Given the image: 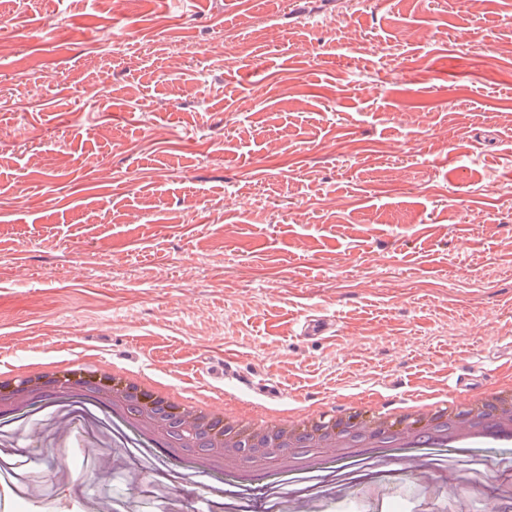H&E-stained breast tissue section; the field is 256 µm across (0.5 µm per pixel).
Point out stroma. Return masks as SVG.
I'll use <instances>...</instances> for the list:
<instances>
[{
  "label": "stroma",
  "mask_w": 512,
  "mask_h": 512,
  "mask_svg": "<svg viewBox=\"0 0 512 512\" xmlns=\"http://www.w3.org/2000/svg\"><path fill=\"white\" fill-rule=\"evenodd\" d=\"M341 9L0 0V367L251 400L203 379L229 352L282 406L336 411L512 377V0ZM33 421L0 425L5 512H400L409 486L420 512H489L512 477V446L394 448L215 496L97 411L38 457Z\"/></svg>",
  "instance_id": "stroma-1"
}]
</instances>
